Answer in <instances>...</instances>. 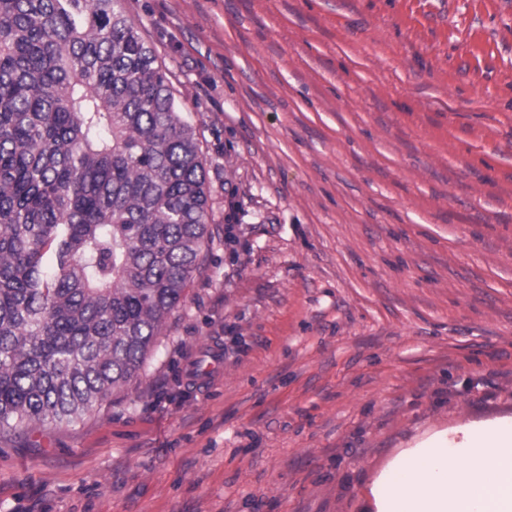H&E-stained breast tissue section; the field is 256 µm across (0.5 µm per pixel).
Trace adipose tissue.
I'll return each mask as SVG.
<instances>
[{
  "label": "adipose tissue",
  "instance_id": "ef3b65f1",
  "mask_svg": "<svg viewBox=\"0 0 512 512\" xmlns=\"http://www.w3.org/2000/svg\"><path fill=\"white\" fill-rule=\"evenodd\" d=\"M465 439L456 457L435 439L402 449L371 487L376 512H512V423Z\"/></svg>",
  "mask_w": 512,
  "mask_h": 512
}]
</instances>
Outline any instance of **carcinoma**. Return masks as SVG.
Here are the masks:
<instances>
[{"label":"carcinoma","mask_w":512,"mask_h":512,"mask_svg":"<svg viewBox=\"0 0 512 512\" xmlns=\"http://www.w3.org/2000/svg\"><path fill=\"white\" fill-rule=\"evenodd\" d=\"M194 126L124 0H0V433L130 386L203 267Z\"/></svg>","instance_id":"1"}]
</instances>
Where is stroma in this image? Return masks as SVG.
<instances>
[{"label":"stroma","instance_id":"1","mask_svg":"<svg viewBox=\"0 0 512 512\" xmlns=\"http://www.w3.org/2000/svg\"><path fill=\"white\" fill-rule=\"evenodd\" d=\"M125 5L212 236L131 388L0 437V512H369L399 449L511 418L512 0Z\"/></svg>","mask_w":512,"mask_h":512}]
</instances>
